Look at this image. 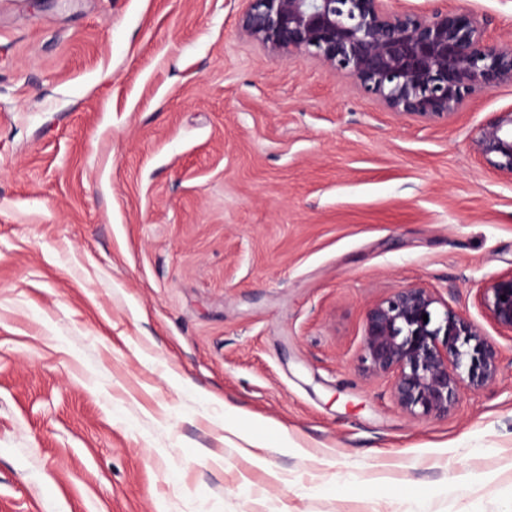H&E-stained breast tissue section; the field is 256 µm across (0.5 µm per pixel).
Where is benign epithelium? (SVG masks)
<instances>
[{
    "mask_svg": "<svg viewBox=\"0 0 512 512\" xmlns=\"http://www.w3.org/2000/svg\"><path fill=\"white\" fill-rule=\"evenodd\" d=\"M387 2L250 0L241 28L267 50L314 58L392 113L423 121L450 123L472 97L512 84V43L490 40L473 11L446 4L393 10ZM471 141L494 171L512 176V106L476 128ZM475 297L512 337V271ZM362 349L414 418L447 415L463 391L484 388L498 373L496 344L423 286L397 288L368 310Z\"/></svg>",
    "mask_w": 512,
    "mask_h": 512,
    "instance_id": "benign-epithelium-1",
    "label": "benign epithelium"
}]
</instances>
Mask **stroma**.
Listing matches in <instances>:
<instances>
[{"label":"stroma","instance_id":"obj_1","mask_svg":"<svg viewBox=\"0 0 512 512\" xmlns=\"http://www.w3.org/2000/svg\"><path fill=\"white\" fill-rule=\"evenodd\" d=\"M448 3L512 42V0ZM248 7L0 0V512H512V339L474 298L512 178L471 147L512 84L399 117ZM413 285L499 349L441 417L362 360Z\"/></svg>","mask_w":512,"mask_h":512}]
</instances>
